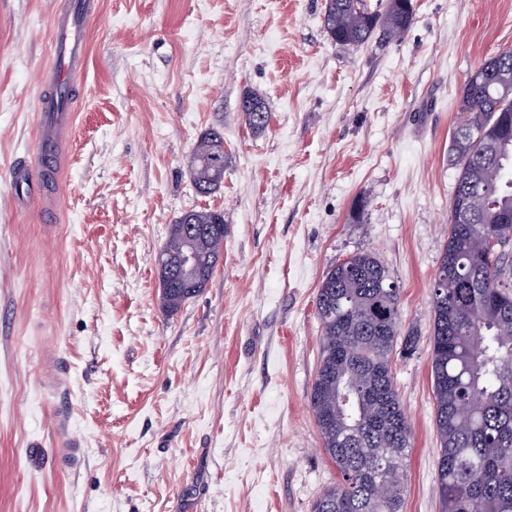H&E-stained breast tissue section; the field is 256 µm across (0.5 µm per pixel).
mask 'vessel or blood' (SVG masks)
Listing matches in <instances>:
<instances>
[{
    "mask_svg": "<svg viewBox=\"0 0 512 512\" xmlns=\"http://www.w3.org/2000/svg\"><path fill=\"white\" fill-rule=\"evenodd\" d=\"M97 0H61L53 22L54 71L39 82V109L34 167L40 182L59 184L65 148L72 136L75 109L69 98L84 74L89 22L96 16Z\"/></svg>",
    "mask_w": 512,
    "mask_h": 512,
    "instance_id": "obj_1",
    "label": "vessel or blood"
}]
</instances>
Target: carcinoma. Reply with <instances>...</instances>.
<instances>
[{
    "mask_svg": "<svg viewBox=\"0 0 512 512\" xmlns=\"http://www.w3.org/2000/svg\"><path fill=\"white\" fill-rule=\"evenodd\" d=\"M413 20L412 0H387L382 12L367 0H325V31L341 46L359 47L377 30L400 37ZM458 112V175L431 292L440 512H512V285L502 259L490 263L481 244L487 235L499 250L512 242V47L470 73ZM193 156L195 189L215 192L224 181L211 170L224 159L221 131H205ZM212 225H224V214L190 210L171 225L161 254L177 281L161 294L166 313L201 292L198 275L176 267L187 244L199 271L218 262L224 236L188 234ZM315 309L323 348L309 404L341 480L313 512H403L412 431L390 362L396 345L411 351L418 337H400L401 290L373 253L356 252L323 277Z\"/></svg>",
    "mask_w": 512,
    "mask_h": 512,
    "instance_id": "cac0c4a2",
    "label": "carcinoma"
}]
</instances>
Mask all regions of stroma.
I'll use <instances>...</instances> for the list:
<instances>
[{"instance_id": "stroma-1", "label": "stroma", "mask_w": 512, "mask_h": 512, "mask_svg": "<svg viewBox=\"0 0 512 512\" xmlns=\"http://www.w3.org/2000/svg\"><path fill=\"white\" fill-rule=\"evenodd\" d=\"M57 5L0 0V512H311L338 478L308 403L315 298L358 251L419 337L391 358L404 512H439L430 289L452 131L470 72L512 46V0H414L401 38L354 49L328 37L324 0H100L49 218L14 171L35 155ZM212 127L224 182L203 196L190 161ZM201 209L224 213L223 256L168 316L158 255ZM243 99H249V101L242 100L241 104H240L241 110H245L242 112H245L246 122L248 123V126L250 127V129L255 130V131L262 130L267 125V122H268V112L265 111V107H264L263 103L257 97H253V96H249V95L245 96ZM250 100L260 101L263 105L264 112H261L262 108L258 103L254 102V101H250ZM247 110H251L254 112H250Z\"/></svg>"}]
</instances>
